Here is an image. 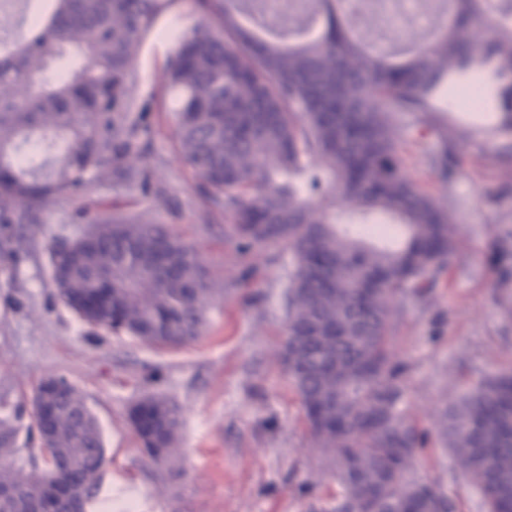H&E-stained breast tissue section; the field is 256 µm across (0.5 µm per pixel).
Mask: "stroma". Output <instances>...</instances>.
Returning <instances> with one entry per match:
<instances>
[{"label": "stroma", "mask_w": 512, "mask_h": 512, "mask_svg": "<svg viewBox=\"0 0 512 512\" xmlns=\"http://www.w3.org/2000/svg\"><path fill=\"white\" fill-rule=\"evenodd\" d=\"M170 41L149 36L134 62L133 108L150 134L140 152L165 196L154 218L198 254L213 297L199 338L162 348L81 322L58 301L50 251L95 218L128 217L146 205L140 184L104 180L86 216L77 203L46 207L33 224L0 221V401L27 404L46 378L65 377L103 431L110 464L88 512H323L341 488L312 445L305 411L288 382L283 287L288 250L240 253L231 214L209 206L179 159L163 73ZM404 170L456 225L450 266L431 288L393 302L391 348L406 368L400 408L428 432L415 477L437 484L455 512H487L434 432L437 411L461 388L512 369V136L476 135L440 113L393 118ZM448 151V167L432 158ZM150 395L180 410V456L158 463L141 450L133 408Z\"/></svg>", "instance_id": "obj_1"}]
</instances>
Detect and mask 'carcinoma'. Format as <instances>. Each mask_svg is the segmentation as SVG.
I'll list each match as a JSON object with an SVG mask.
<instances>
[{
	"mask_svg": "<svg viewBox=\"0 0 512 512\" xmlns=\"http://www.w3.org/2000/svg\"><path fill=\"white\" fill-rule=\"evenodd\" d=\"M30 11L33 43L0 42V217L33 223L57 199L89 211L110 174L149 187L133 110L134 61L177 0H45ZM201 19L174 38L165 82L181 159L203 195L233 213L249 253L282 245L283 361L317 447L336 463L340 497L327 512H455L412 476L423 434L399 411L403 367L389 346L392 303L447 266L455 226L406 175L393 114L501 115L512 130V0H451L423 42L410 33L372 48L349 0H314L261 39L242 22L252 0H195ZM349 213L380 215L400 236L366 240ZM59 300L83 323L162 347L201 333L212 288L196 251L169 225L117 217L51 254ZM51 392V402L44 393ZM44 465L15 447L22 408L0 411V512H87L109 463L101 426L76 388L35 390ZM132 423L156 461L174 452L177 407L151 397ZM487 512H512V371L481 379L436 416Z\"/></svg>",
	"mask_w": 512,
	"mask_h": 512,
	"instance_id": "obj_1",
	"label": "carcinoma"
}]
</instances>
